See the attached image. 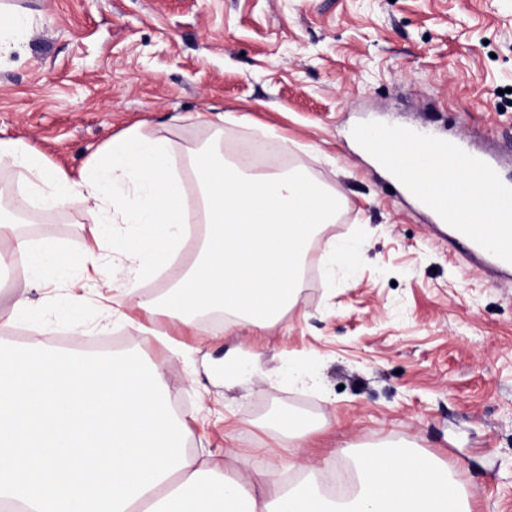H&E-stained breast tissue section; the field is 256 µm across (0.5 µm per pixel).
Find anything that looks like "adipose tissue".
Listing matches in <instances>:
<instances>
[{"label": "adipose tissue", "instance_id": "ef3b65f1", "mask_svg": "<svg viewBox=\"0 0 512 512\" xmlns=\"http://www.w3.org/2000/svg\"><path fill=\"white\" fill-rule=\"evenodd\" d=\"M195 150L189 160L208 231L196 260L177 270L160 299L140 295L143 281L169 267L184 244L190 216L178 160L164 140L139 130L112 138L83 167L79 180L21 140H0V167L20 170L29 194L49 210L72 208L90 215L92 241L77 254L54 239L32 240L11 219L23 202L0 193V266L22 268L24 289L48 266H78L67 282L74 308L115 281L112 254L127 249L131 264L123 283L134 308L162 314L185 327L210 314L225 329H265L296 302L310 242L335 223L341 201L300 167L254 172L248 161L226 160L218 144ZM135 227L125 241L100 232L103 224ZM187 467L137 499L126 512H471L469 494L438 459L409 449L360 455L352 464L351 488L336 496L323 488L319 466L307 467L295 484L277 468L249 474L220 462L187 455Z\"/></svg>", "mask_w": 512, "mask_h": 512}]
</instances>
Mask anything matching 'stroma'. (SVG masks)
Here are the masks:
<instances>
[{
	"instance_id": "35a3bbf8",
	"label": "stroma",
	"mask_w": 512,
	"mask_h": 512,
	"mask_svg": "<svg viewBox=\"0 0 512 512\" xmlns=\"http://www.w3.org/2000/svg\"><path fill=\"white\" fill-rule=\"evenodd\" d=\"M33 13L0 59V139H19L78 177L131 129L180 160L208 143L216 111L247 115L224 141L260 140L307 168L344 206L325 239L357 250L352 270L318 255L273 327L221 336L132 310L111 290L82 309L46 269L29 316L0 342L137 352L164 365L168 398L200 458L295 478L340 448L410 445L460 474L472 512H512V272L477 267L352 136L364 121L455 139L512 182V0H0ZM29 238L91 237L84 213L33 208ZM254 352L236 384L224 354ZM308 370L300 386L289 368ZM316 423L304 447L279 414Z\"/></svg>"
}]
</instances>
